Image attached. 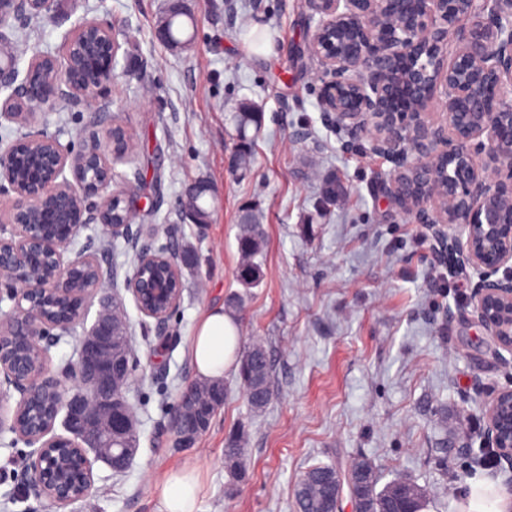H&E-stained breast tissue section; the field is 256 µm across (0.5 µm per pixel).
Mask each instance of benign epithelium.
Listing matches in <instances>:
<instances>
[{"label": "benign epithelium", "mask_w": 512, "mask_h": 512, "mask_svg": "<svg viewBox=\"0 0 512 512\" xmlns=\"http://www.w3.org/2000/svg\"><path fill=\"white\" fill-rule=\"evenodd\" d=\"M393 0H305L315 21L309 51L321 62L322 102L335 121L353 135H370L372 150L393 168L390 194L418 223L426 224L442 246L441 258L468 268L477 278L472 305L479 323L502 349L512 353V223H503V211H512V0H421L412 18L398 19ZM56 0H0V27L28 10L51 14ZM96 35L106 65L81 74L77 62L87 48L82 32ZM120 44L109 26L87 20L65 38L61 52L41 55L29 65L23 80L13 62L0 64V121L31 125L45 107L61 100L97 101L112 85ZM416 59L410 71L395 63ZM444 111L433 116L432 109ZM111 127L91 133L80 154L72 158L56 137L41 130L0 150V192L12 195L7 218L8 236H0V286L8 288L15 310L0 324V431L22 437L33 447L32 486L58 507L87 498L92 490L89 454L114 471L127 468L137 451L121 432L132 430L136 417L116 381L130 374L126 338H115L113 322L119 316L105 312L91 331L80 338L71 369L72 388L46 376V366L22 375L3 358V336L47 355L54 331L66 323L52 321L32 299L49 293L58 299H77L87 309L97 289L87 288L74 272L90 264L91 254L64 259L66 244L91 220L88 199L100 198L97 219L114 239H130L135 197L116 188L112 161L125 155L114 147ZM43 146L38 173L18 178L16 155ZM93 160L108 177L88 187L82 180L84 164ZM70 169L73 180L65 176ZM121 200L125 221L115 223L110 207ZM36 252H46L54 265L45 278L32 277L28 268ZM180 259L168 249H140L133 273L124 288L140 312L163 327L180 305L173 277ZM19 393L10 405V390ZM43 390L53 391L64 411L67 435L54 433L56 419L43 432L26 433L19 422L29 400ZM486 436L481 445L493 448L512 469V388L494 391L479 405ZM173 430L181 446L193 445L200 431L188 426L176 411ZM64 439L84 460L85 482L74 498L55 494L47 486L51 449ZM364 474L348 469L346 477L328 482L329 497L341 502L344 484H358Z\"/></svg>", "instance_id": "obj_1"}]
</instances>
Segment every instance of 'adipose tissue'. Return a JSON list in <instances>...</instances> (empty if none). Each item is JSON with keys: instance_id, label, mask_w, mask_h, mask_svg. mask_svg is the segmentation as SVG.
<instances>
[{"instance_id": "adipose-tissue-1", "label": "adipose tissue", "mask_w": 512, "mask_h": 512, "mask_svg": "<svg viewBox=\"0 0 512 512\" xmlns=\"http://www.w3.org/2000/svg\"><path fill=\"white\" fill-rule=\"evenodd\" d=\"M240 344L236 319L215 309L200 322L190 348L197 371L207 378H220L238 364ZM199 474L182 468L169 473L160 488L161 512H196Z\"/></svg>"}]
</instances>
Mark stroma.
Listing matches in <instances>:
<instances>
[{"mask_svg": "<svg viewBox=\"0 0 512 512\" xmlns=\"http://www.w3.org/2000/svg\"><path fill=\"white\" fill-rule=\"evenodd\" d=\"M165 5L60 0L54 14L21 24L13 43L22 72L60 51L84 19L110 25L120 45L112 89L97 107L57 106L43 121L75 153L92 128L128 130L134 149L114 168L118 185L138 195L141 231L130 245L94 222L67 246L70 259L97 255L104 285L84 321L50 347L46 368L61 377L100 306L121 299L136 363L125 395L139 443L125 473L93 461L92 495L60 509L31 487L28 445L0 433V512H159L160 486L185 466L200 475L196 512H297L294 487L307 469L343 472L359 456L381 483L405 479L426 490L424 512H461L475 481L512 498L505 464L483 468L482 448L461 445L483 434L479 403L512 386V354L477 321L469 298L432 288L436 241L390 195L391 163L368 136L327 121L304 0H187L195 20L187 50L157 38ZM244 102L262 113L245 173L232 164L230 122ZM332 178L341 190L329 205L323 189ZM199 181L212 189L204 224L184 207ZM246 210L265 229L262 281L249 290L237 279ZM148 242L188 244L198 255L163 336L123 286L136 245ZM234 296L240 348L267 351L273 398L254 412L237 370L226 372L223 407L191 447H179L172 423L180 392L198 379L189 356L196 327ZM232 434L246 450L237 479L224 461Z\"/></svg>", "mask_w": 512, "mask_h": 512, "instance_id": "obj_1", "label": "stroma"}]
</instances>
